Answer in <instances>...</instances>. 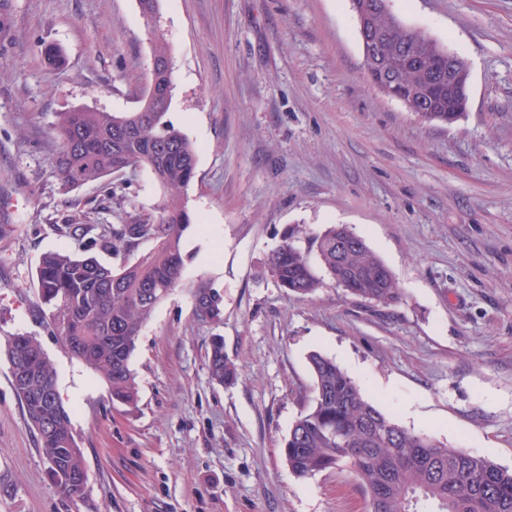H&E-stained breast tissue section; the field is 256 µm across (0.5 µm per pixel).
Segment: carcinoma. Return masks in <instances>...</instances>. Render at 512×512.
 Here are the masks:
<instances>
[{"mask_svg": "<svg viewBox=\"0 0 512 512\" xmlns=\"http://www.w3.org/2000/svg\"><path fill=\"white\" fill-rule=\"evenodd\" d=\"M370 38L361 41L371 83L425 123L454 124L465 114L466 62L425 31L392 16L388 0H351ZM169 107L153 111L62 112L53 124L60 189L71 192L115 170L146 167L167 190L157 219L121 224L101 239L118 256L139 241L154 242L132 264L105 265L93 256L45 254L36 278L42 304L68 351L101 373L112 401L131 404L137 382L130 368L142 325L181 280L182 238L192 224L185 191L195 177L197 147L168 119ZM345 249H339V246ZM267 264L278 284L310 297L330 279L348 295L381 306L398 303L402 288L365 238L344 224L315 233L286 229ZM197 315L222 320L223 296L209 287L195 293ZM12 386L38 432L52 482L64 498L86 483L81 449L56 387L55 370L32 336L6 342ZM314 396L284 437L281 452L299 479L346 467L368 496L369 512H512V468L431 434L409 430L365 397L362 387L332 358L309 356ZM213 381L231 385L236 363L224 341L212 339Z\"/></svg>", "mask_w": 512, "mask_h": 512, "instance_id": "obj_1", "label": "carcinoma"}]
</instances>
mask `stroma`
<instances>
[{
    "mask_svg": "<svg viewBox=\"0 0 512 512\" xmlns=\"http://www.w3.org/2000/svg\"><path fill=\"white\" fill-rule=\"evenodd\" d=\"M463 57L468 112L419 121L372 87L350 0H11L0 49V344L34 336L81 449L80 496L56 491L0 351V512H368L347 470L296 478L281 442L331 357L400 425L512 468V0H389ZM161 35L168 117L198 149L178 286L142 327L135 403H114L44 313L41 257L115 264L112 226L156 216L164 189L129 169L62 194L52 125L131 112ZM61 51L48 62L42 43ZM346 224L403 290L370 307L334 285L299 298L267 257L283 231ZM223 296L201 321L197 288ZM238 365L210 377L213 337Z\"/></svg>",
    "mask_w": 512,
    "mask_h": 512,
    "instance_id": "stroma-1",
    "label": "stroma"
}]
</instances>
